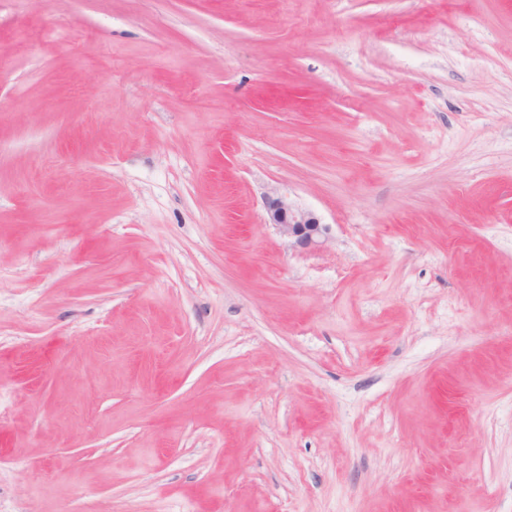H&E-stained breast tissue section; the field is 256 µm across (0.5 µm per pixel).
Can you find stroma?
Instances as JSON below:
<instances>
[{
  "label": "stroma",
  "instance_id": "1",
  "mask_svg": "<svg viewBox=\"0 0 512 512\" xmlns=\"http://www.w3.org/2000/svg\"><path fill=\"white\" fill-rule=\"evenodd\" d=\"M0 512H512V0H0ZM264 223L273 224L294 249L321 248L329 239V226L312 210L303 208L289 197L268 195L265 198Z\"/></svg>",
  "mask_w": 512,
  "mask_h": 512
}]
</instances>
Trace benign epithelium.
Segmentation results:
<instances>
[{
    "mask_svg": "<svg viewBox=\"0 0 512 512\" xmlns=\"http://www.w3.org/2000/svg\"><path fill=\"white\" fill-rule=\"evenodd\" d=\"M265 211L264 223L274 225L295 249H317L324 246L329 239V226L315 212L286 196H267Z\"/></svg>",
    "mask_w": 512,
    "mask_h": 512,
    "instance_id": "1",
    "label": "benign epithelium"
}]
</instances>
